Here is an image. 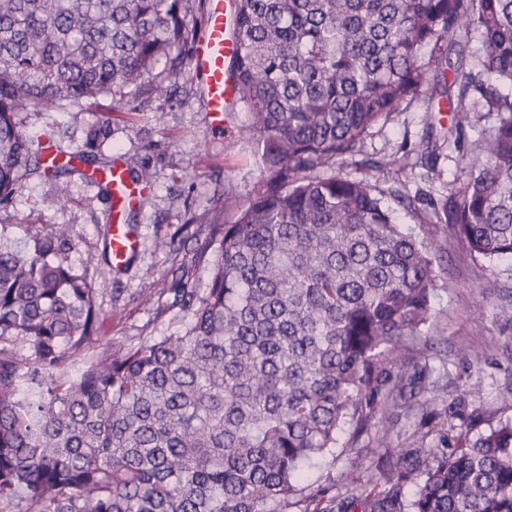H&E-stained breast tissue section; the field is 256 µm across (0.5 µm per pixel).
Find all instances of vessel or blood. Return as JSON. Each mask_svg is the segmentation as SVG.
I'll list each match as a JSON object with an SVG mask.
<instances>
[{"mask_svg": "<svg viewBox=\"0 0 512 512\" xmlns=\"http://www.w3.org/2000/svg\"><path fill=\"white\" fill-rule=\"evenodd\" d=\"M205 7V29L195 43L190 70L204 89L208 112L220 124L236 101L235 81L227 63L239 53L240 44L234 34V0H206ZM111 189L112 262L119 266L139 246L123 223L122 213L143 207L146 196L143 186L132 180L119 163L112 168Z\"/></svg>", "mask_w": 512, "mask_h": 512, "instance_id": "vessel-or-blood-1", "label": "vessel or blood"}]
</instances>
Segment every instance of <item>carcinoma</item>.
<instances>
[{"label": "carcinoma", "mask_w": 512, "mask_h": 512, "mask_svg": "<svg viewBox=\"0 0 512 512\" xmlns=\"http://www.w3.org/2000/svg\"><path fill=\"white\" fill-rule=\"evenodd\" d=\"M191 0H0V205L54 176L15 116L167 94L190 67ZM232 62L262 177L234 221L194 249L208 281L168 289L179 327L102 349L64 225L0 242V512H512V419L474 437L390 447L379 396L426 377L403 351L430 340L445 225L474 255L512 258V0H236ZM476 73L450 84L429 73ZM428 47V55L422 49ZM448 102L463 174L418 233L384 207L414 200L339 163L421 90ZM496 123L467 142L470 113ZM111 134L94 123L84 149ZM31 354H21L24 347ZM351 424L375 428L376 486L311 506L304 465ZM412 488V494L406 489Z\"/></svg>", "instance_id": "carcinoma-1"}]
</instances>
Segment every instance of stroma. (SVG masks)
Segmentation results:
<instances>
[{
  "instance_id": "1",
  "label": "stroma",
  "mask_w": 512,
  "mask_h": 512,
  "mask_svg": "<svg viewBox=\"0 0 512 512\" xmlns=\"http://www.w3.org/2000/svg\"><path fill=\"white\" fill-rule=\"evenodd\" d=\"M18 121L36 152L47 139L68 151L83 148L97 121L110 123L112 138L77 172L55 180L33 176L23 181L12 205L0 208V237L15 246L64 224L71 231L70 260L82 265L87 256L101 254L112 222L110 200L89 179V171L112 156L130 170L145 168L152 175L147 204L127 216L140 237L138 251L120 270L103 263L86 270L95 302L107 319L97 342L78 352L79 362L89 361L109 344L169 334L177 325L168 308L173 272L184 267L186 278L200 285L207 274L190 256L168 252L160 242L185 225L203 238L209 225L232 220V212L220 208L218 197L244 200L260 177L255 149L242 136L250 123L249 112L235 105L225 113L223 128H214L200 84L186 73L162 97L143 96L116 109L104 100L56 112H23ZM430 123L440 132L450 118L444 112L428 113L426 97H419L393 113L386 124L371 129L363 154L393 157L401 145L416 146ZM460 167L457 152L445 144L434 171L409 169L399 179L408 193L438 199L450 194ZM61 184L68 187L67 203L49 207ZM429 232L438 242L440 272L433 341L407 352L428 373L412 392L411 410L400 412L390 403L379 406L380 413L393 421L390 443L395 448L430 444L436 430L468 426L477 415L490 422L512 417V401L503 396L505 385L512 382V320L500 314L501 308L512 307V259L475 257L461 240L446 236L440 224L430 225ZM373 438V430H365L353 449L339 448L317 461L308 470L310 483L338 488L350 470L367 479L369 462L360 453L372 447Z\"/></svg>"
}]
</instances>
